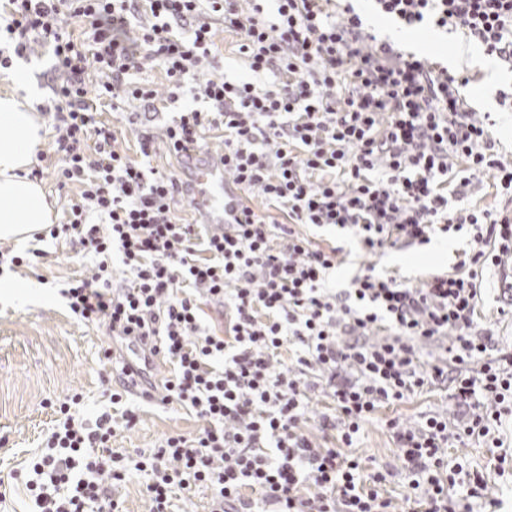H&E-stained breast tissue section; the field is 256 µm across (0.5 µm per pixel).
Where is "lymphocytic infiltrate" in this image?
<instances>
[{
    "instance_id": "f902f5d3",
    "label": "lymphocytic infiltrate",
    "mask_w": 512,
    "mask_h": 512,
    "mask_svg": "<svg viewBox=\"0 0 512 512\" xmlns=\"http://www.w3.org/2000/svg\"><path fill=\"white\" fill-rule=\"evenodd\" d=\"M9 2L0 70L27 52L31 36L52 48V98L41 110L56 131L57 184L79 192L66 222L48 233L69 237L93 261L63 289L68 308L169 362L162 403L200 422L130 454L110 446L116 428L138 423L123 393L109 396L120 415L105 411L92 423L73 412L81 398L72 396L29 464L25 487L37 512H123L117 490L133 471L149 512H174V492L201 489L210 492L209 512H254L268 501L277 512H398L388 472L361 478L352 448L380 407L440 381L468 407L463 426L439 415L386 423L409 488L404 502L418 512H474L484 476L449 462L446 451L491 438L512 414V350L472 331L476 278L512 254V217L449 200L484 174L512 196V164L468 106L469 77L377 41L339 0ZM377 3L406 28L450 26L512 62V0ZM218 21L236 36L252 80L231 82L216 70ZM156 68L205 107L144 132L141 154L160 143L175 155L201 151L202 129L222 130L225 174L241 195L260 191L286 223L248 205L220 234L185 222L180 175L114 148L97 108L135 104L151 121L158 92L141 76ZM459 160L466 175L451 190L446 177ZM301 224L353 229L371 254L462 231L470 248L456 272L420 288L369 272L338 291L327 285L337 249L313 246ZM213 302L224 306L219 331L202 323ZM447 334L446 364L424 361L421 343ZM317 389L330 401L319 418L336 434L330 448L303 428Z\"/></svg>"
}]
</instances>
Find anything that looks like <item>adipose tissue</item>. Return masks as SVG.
I'll use <instances>...</instances> for the list:
<instances>
[{
  "instance_id": "adipose-tissue-1",
  "label": "adipose tissue",
  "mask_w": 512,
  "mask_h": 512,
  "mask_svg": "<svg viewBox=\"0 0 512 512\" xmlns=\"http://www.w3.org/2000/svg\"><path fill=\"white\" fill-rule=\"evenodd\" d=\"M13 91L0 95V242L31 240L52 221V210L29 176L43 126L35 92L24 72L11 76Z\"/></svg>"
}]
</instances>
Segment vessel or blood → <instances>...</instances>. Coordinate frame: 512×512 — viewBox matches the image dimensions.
Masks as SVG:
<instances>
[{"label":"vessel or blood","mask_w":512,"mask_h":512,"mask_svg":"<svg viewBox=\"0 0 512 512\" xmlns=\"http://www.w3.org/2000/svg\"><path fill=\"white\" fill-rule=\"evenodd\" d=\"M188 177L200 223L220 231L240 221L241 200L220 157L212 154L202 159L191 166Z\"/></svg>","instance_id":"1"}]
</instances>
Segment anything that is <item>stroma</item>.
<instances>
[{
	"label": "stroma",
	"instance_id": "obj_1",
	"mask_svg": "<svg viewBox=\"0 0 512 512\" xmlns=\"http://www.w3.org/2000/svg\"><path fill=\"white\" fill-rule=\"evenodd\" d=\"M438 36L429 57L446 63L449 71L470 76L468 103L487 117L501 159L512 163V106L502 102L503 95H512V69L455 31L442 29ZM302 232L316 246L339 248V263L329 274L330 285L339 290L350 287L352 279L371 265L380 273L421 286L430 276L452 269L466 247L463 238L438 237L425 246L389 249L374 256L362 251L356 238L340 228L306 226ZM29 246L48 251L47 261L0 277V512H31L33 504L17 483L26 478L31 458L42 453L61 403L81 395L76 410L90 421L108 405L104 391L111 365L104 350L110 339L104 329L76 321L61 294L65 282L84 272L91 260L78 257L63 240H33ZM479 283L483 302L474 331L489 329L501 342H512V302L502 292L505 280L500 268L484 272ZM131 404L139 422L133 429L117 430L113 447L146 451L165 436L187 434L198 426L189 411L176 406L137 398ZM431 411L447 413L452 419L463 415L462 407L443 388H429L402 403L381 407L356 443L367 468L398 465L386 428L388 419L397 417L411 424ZM498 437V443L473 441L450 449L449 454L465 457L471 468L483 472L489 512H512V467L502 472L494 466L499 454H512V421H503Z\"/></svg>",
	"mask_w": 512,
	"mask_h": 512
}]
</instances>
